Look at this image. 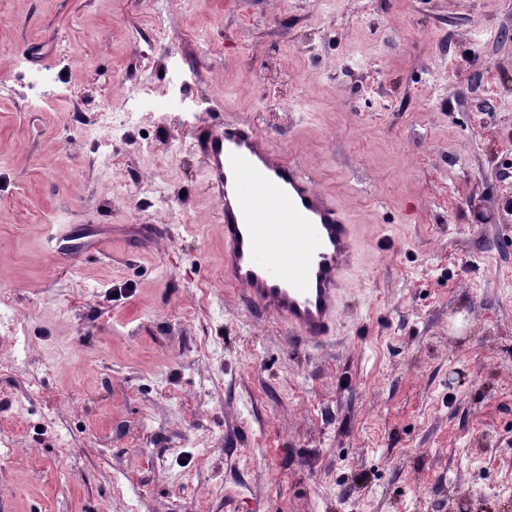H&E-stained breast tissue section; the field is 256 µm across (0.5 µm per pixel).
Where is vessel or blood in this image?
<instances>
[{
  "label": "vessel or blood",
  "instance_id": "obj_1",
  "mask_svg": "<svg viewBox=\"0 0 512 512\" xmlns=\"http://www.w3.org/2000/svg\"><path fill=\"white\" fill-rule=\"evenodd\" d=\"M207 185L224 225V281L296 347L325 342L357 253L354 227L300 165L244 121L204 137Z\"/></svg>",
  "mask_w": 512,
  "mask_h": 512
}]
</instances>
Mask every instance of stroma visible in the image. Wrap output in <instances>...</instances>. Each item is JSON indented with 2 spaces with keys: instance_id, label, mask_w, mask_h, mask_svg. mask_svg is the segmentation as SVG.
<instances>
[{
  "instance_id": "obj_1",
  "label": "stroma",
  "mask_w": 512,
  "mask_h": 512,
  "mask_svg": "<svg viewBox=\"0 0 512 512\" xmlns=\"http://www.w3.org/2000/svg\"><path fill=\"white\" fill-rule=\"evenodd\" d=\"M1 82L0 512H512V0H0ZM233 120L355 228L321 345L224 284Z\"/></svg>"
}]
</instances>
